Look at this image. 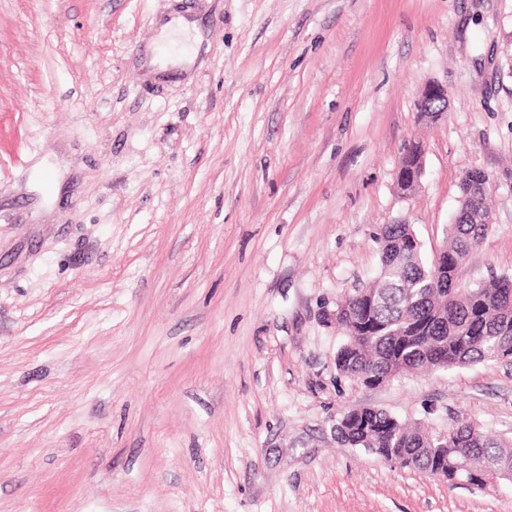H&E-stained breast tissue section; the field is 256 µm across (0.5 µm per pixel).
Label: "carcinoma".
Segmentation results:
<instances>
[{"label":"carcinoma","instance_id":"1","mask_svg":"<svg viewBox=\"0 0 512 512\" xmlns=\"http://www.w3.org/2000/svg\"><path fill=\"white\" fill-rule=\"evenodd\" d=\"M471 197L461 203L438 262H425L409 224H385L376 235L379 261L363 288L340 298L336 329L344 342L336 371L366 386L400 375L488 362H512V277L463 288L457 271L488 229L491 214L482 169L466 173ZM336 441L364 448L400 468L434 474L464 463L466 481L483 484L512 463V445L458 419L439 438L419 422L371 407L349 408L336 419Z\"/></svg>","mask_w":512,"mask_h":512}]
</instances>
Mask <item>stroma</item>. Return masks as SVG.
<instances>
[{"label": "stroma", "mask_w": 512, "mask_h": 512, "mask_svg": "<svg viewBox=\"0 0 512 512\" xmlns=\"http://www.w3.org/2000/svg\"><path fill=\"white\" fill-rule=\"evenodd\" d=\"M473 168L464 286L512 277V0H0V512H512V480L334 433L368 406L512 439V365L367 387L327 320L382 225L432 260ZM424 99H432L436 100L438 103V108L434 109L436 112L435 118L441 117L444 112L448 110V91L442 85L438 83L429 82L426 83L423 88L420 90L417 102L420 103Z\"/></svg>", "instance_id": "35a3bbf8"}]
</instances>
